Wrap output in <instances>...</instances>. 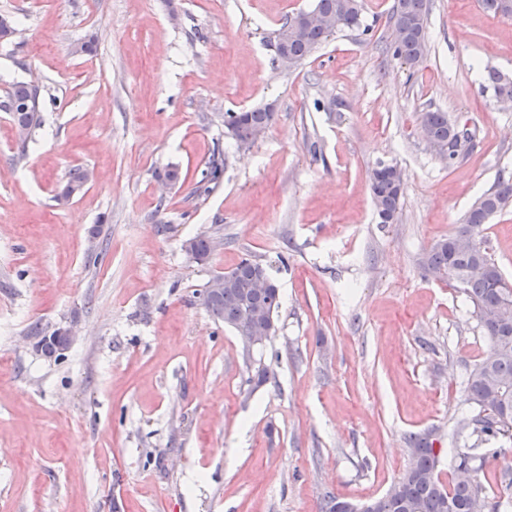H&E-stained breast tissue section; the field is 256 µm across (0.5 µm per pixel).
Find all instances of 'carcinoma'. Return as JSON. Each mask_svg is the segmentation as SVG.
<instances>
[{
	"mask_svg": "<svg viewBox=\"0 0 512 512\" xmlns=\"http://www.w3.org/2000/svg\"><path fill=\"white\" fill-rule=\"evenodd\" d=\"M485 12L492 16L512 17V0H480ZM323 23L298 28L289 27V16L274 32L273 40L285 37L288 68H293L311 57L332 34L343 30H358L362 26V0H315ZM428 0H397L388 24L397 36L390 43L393 57L412 67L423 61L428 52ZM495 97L512 99V77L488 68L481 92ZM8 100L26 102V112L10 113L14 125L31 132L40 122L39 103L28 84L12 86ZM273 113L266 107L245 112H229L224 119L240 148L255 143L252 135L266 131ZM453 120L448 113L429 109L420 113V125L427 142L443 145L448 142ZM369 187L376 211L397 219L403 189L395 183L393 172L383 163L376 164L368 174ZM512 204V177L498 175L493 184L468 209L463 226L476 236V248L454 250L453 235L435 242L425 253L423 266L431 274L448 281V285L463 294L473 306L479 324L489 341L486 356L470 370L467 379L469 401L473 410L457 422V434L474 436L480 441L512 433V413H503V407L512 403V287L499 266L483 247L484 224L495 214ZM187 256L195 263H204L211 256L215 242L206 235L189 239ZM268 275L267 268L252 259H242L235 268L224 273V287L209 292L202 290V302L212 318L233 328L240 336H260L258 346L271 339L269 329L276 324L281 307L278 286L261 292L254 283ZM409 464L391 484V495L380 504L379 512H471L475 502L483 512H500L501 502L493 500L479 479L482 464L479 457L468 451H458L454 470H469L470 480L459 482L451 478L443 484L437 472L439 453L429 434L410 433L406 437Z\"/></svg>",
	"mask_w": 512,
	"mask_h": 512,
	"instance_id": "cac0c4a2",
	"label": "carcinoma"
}]
</instances>
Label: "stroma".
Segmentation results:
<instances>
[{"label": "stroma", "instance_id": "obj_1", "mask_svg": "<svg viewBox=\"0 0 512 512\" xmlns=\"http://www.w3.org/2000/svg\"><path fill=\"white\" fill-rule=\"evenodd\" d=\"M394 4L364 0V29L285 70L269 42L313 0H0L18 30L0 101L18 81L42 93L27 142L0 111V512H321L328 492L382 495L407 434L429 430L505 494L512 437L455 432L489 342L421 259L512 174V107L479 90L485 68L512 74V19L429 0L412 68L387 49ZM267 105L271 126L238 149L225 113ZM430 107L467 124L455 162L421 133ZM379 161L405 176L392 224L369 191ZM169 165L184 180L163 192ZM79 168L94 181L58 200ZM198 234L217 244L202 264L183 250ZM482 236L512 282V206ZM245 257L282 295L249 352L200 296ZM72 322L65 358L46 359L31 327ZM261 365L273 375L251 387Z\"/></svg>", "mask_w": 512, "mask_h": 512}]
</instances>
